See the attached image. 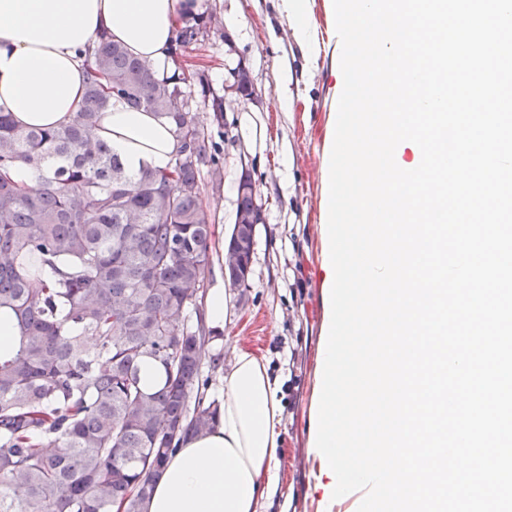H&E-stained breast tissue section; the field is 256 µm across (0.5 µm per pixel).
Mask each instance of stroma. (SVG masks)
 <instances>
[{"label":"stroma","mask_w":512,"mask_h":512,"mask_svg":"<svg viewBox=\"0 0 512 512\" xmlns=\"http://www.w3.org/2000/svg\"><path fill=\"white\" fill-rule=\"evenodd\" d=\"M200 10L216 14L218 22L202 42L179 56L204 62L209 88L224 98L226 107L220 123L207 105L198 107L223 165L221 182H203V202L214 219L207 286L224 275L221 252L235 221L242 169H249L260 185L263 215L248 281L228 289L224 330L208 344L204 395L216 399L236 350L266 359L271 375L283 381L284 454L277 493L261 512H324L315 487L319 464L308 456L307 443L325 313L322 161L337 111L331 55L324 52L309 62L275 0H202ZM228 14L239 17L242 28L224 24ZM239 65L249 70L257 90L256 101L245 105L225 88L230 70ZM286 89L292 105L284 112L277 101Z\"/></svg>","instance_id":"obj_1"}]
</instances>
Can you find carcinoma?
<instances>
[{"label": "carcinoma", "mask_w": 512, "mask_h": 512, "mask_svg": "<svg viewBox=\"0 0 512 512\" xmlns=\"http://www.w3.org/2000/svg\"><path fill=\"white\" fill-rule=\"evenodd\" d=\"M200 17L176 30L171 55L199 41ZM80 112L53 129L20 130L0 109V512H143L170 456L209 432L218 404L199 392L208 338L187 309L203 296L213 219L202 177L219 150L185 118L180 74L100 34ZM117 100L174 126L170 171L127 172L93 130ZM20 163L36 177H10ZM241 173L235 225L260 216ZM156 363L150 388L141 365Z\"/></svg>", "instance_id": "obj_1"}]
</instances>
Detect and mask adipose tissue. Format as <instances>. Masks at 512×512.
Listing matches in <instances>:
<instances>
[{"label": "adipose tissue", "instance_id": "1", "mask_svg": "<svg viewBox=\"0 0 512 512\" xmlns=\"http://www.w3.org/2000/svg\"><path fill=\"white\" fill-rule=\"evenodd\" d=\"M199 0H0V106L22 129H50L80 112L87 82L84 50L100 33L171 69L182 17ZM95 135L128 172L172 166L178 140L153 113L115 101ZM214 429L169 458L145 512H259L277 491L282 454V392L267 362L240 350L224 371Z\"/></svg>", "mask_w": 512, "mask_h": 512}]
</instances>
